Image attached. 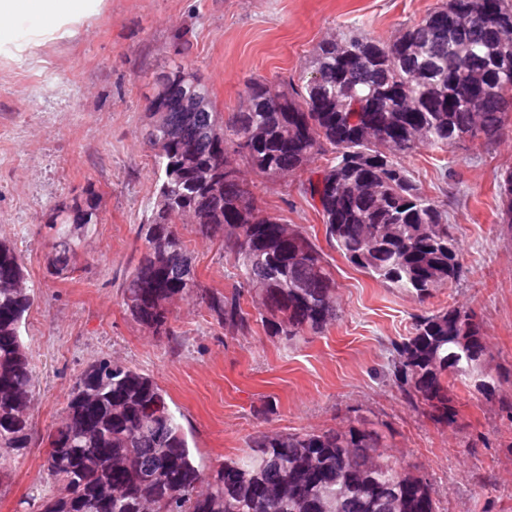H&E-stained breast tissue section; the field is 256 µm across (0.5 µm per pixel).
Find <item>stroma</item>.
<instances>
[{
  "label": "stroma",
  "mask_w": 512,
  "mask_h": 512,
  "mask_svg": "<svg viewBox=\"0 0 512 512\" xmlns=\"http://www.w3.org/2000/svg\"><path fill=\"white\" fill-rule=\"evenodd\" d=\"M443 0H103L74 35L24 53L0 52V240L21 256L32 303L21 324L35 378L32 441L0 458V512L54 485L44 464L67 394L92 363L149 374L167 393L191 450L206 469L243 455L258 430L320 432L368 421L397 465L430 482L437 512H512V234L500 225L501 173L512 169V114L500 138L402 157L455 226L464 275L419 300L371 278L325 239L310 199L288 178L253 183L262 209L320 247L336 281L337 320L294 340L254 323L230 335L194 300L172 307L174 336L152 335L123 307L156 200L158 172L146 140L155 76L190 28L189 59L216 112L241 109L252 79L283 87L309 71L319 43L350 30L387 42ZM100 195V221L79 242L68 272L49 258L60 207ZM202 284L231 289L220 234L176 226ZM463 305L484 325L482 367L491 395L456 386L458 422L412 406L393 373V342L414 317Z\"/></svg>",
  "instance_id": "obj_1"
}]
</instances>
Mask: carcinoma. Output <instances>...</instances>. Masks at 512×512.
<instances>
[{
	"label": "carcinoma",
	"instance_id": "obj_1",
	"mask_svg": "<svg viewBox=\"0 0 512 512\" xmlns=\"http://www.w3.org/2000/svg\"><path fill=\"white\" fill-rule=\"evenodd\" d=\"M512 0H446L385 43L365 33L323 41L311 70L268 102L265 84L247 85L250 107L224 120L209 86L187 62L191 31L173 35L177 58L149 98L147 139L157 150L158 201L139 235L143 249L123 288V304L155 336L175 335L171 306L196 299L231 335L252 331L243 306L252 294L260 322L292 339L336 321L335 281L309 237L262 213L243 177L299 176L322 218L328 243L374 279L425 300L461 275L458 242L444 211L397 160L423 147L492 140L512 106ZM324 166L310 167L318 158ZM501 223L512 232V170L499 184ZM52 269H67L76 240L98 223L92 195L57 215ZM224 235L237 286L199 281L176 221ZM31 305L19 255L0 242V449L29 446L32 367L20 336ZM475 312L448 306L414 318L392 344L394 376L414 406L440 424L457 423L456 383H490ZM375 428L281 434L259 430L247 453L211 472L196 462L167 394L137 369L101 362L67 397L45 467L55 491L37 512H437L426 478L385 457Z\"/></svg>",
	"mask_w": 512,
	"mask_h": 512
}]
</instances>
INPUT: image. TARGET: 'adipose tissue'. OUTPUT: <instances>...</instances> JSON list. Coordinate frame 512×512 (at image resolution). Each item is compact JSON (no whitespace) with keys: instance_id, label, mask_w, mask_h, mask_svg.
<instances>
[{"instance_id":"adipose-tissue-1","label":"adipose tissue","mask_w":512,"mask_h":512,"mask_svg":"<svg viewBox=\"0 0 512 512\" xmlns=\"http://www.w3.org/2000/svg\"><path fill=\"white\" fill-rule=\"evenodd\" d=\"M97 0H0V48L31 46L55 36L92 10Z\"/></svg>"}]
</instances>
